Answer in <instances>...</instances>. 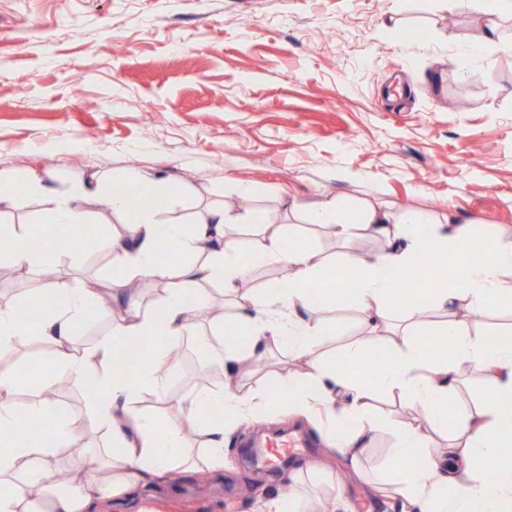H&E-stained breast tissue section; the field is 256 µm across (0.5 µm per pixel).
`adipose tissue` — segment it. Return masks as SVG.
Instances as JSON below:
<instances>
[{
    "mask_svg": "<svg viewBox=\"0 0 512 512\" xmlns=\"http://www.w3.org/2000/svg\"><path fill=\"white\" fill-rule=\"evenodd\" d=\"M48 178L35 167L21 181L0 170V239L9 241L5 261L20 269L50 264L59 246L74 243L78 228L108 212L124 229L103 234L98 246L119 257L122 280L162 284L163 305L155 310L129 299L126 289L92 292L55 276L37 292L39 299L54 301L37 322L22 320L16 307L0 305V437H10L6 443L0 440V512H95L102 500L162 485L175 468L195 464L183 441V421L199 419L202 408L217 401L224 407L223 420L202 429L207 464L223 468L226 435L256 417L261 396L245 384L243 367L272 343L287 348L293 358H306L329 333L328 325L309 321V314L320 305L344 304L359 311L371 335L378 323L402 317L400 330L388 339L385 361L370 366V345L358 342L309 361L306 372L287 371L279 377V389L287 393L288 406L305 414L333 403L334 391L344 392L337 414L352 428L334 447L358 473L369 437L385 425L371 413L374 395H398L408 415L393 426L394 462L382 467L377 487L399 496L407 512H512V327L491 336L471 331L472 323L512 302L511 235L477 236L453 218L429 230L416 212L390 204L294 203L305 223L326 228L336 239L368 231L388 243L373 261L350 256L327 262L311 248L294 245L292 234H264L256 213L250 217L254 234L238 241L225 239L226 215L219 206L190 223L166 221L183 189L179 183L164 185L143 174L109 183L92 174L75 194L56 198ZM19 186L47 197L35 224H15L6 217ZM145 198L154 199L153 208H140ZM434 243L448 264L447 285L423 289L410 299L399 297L396 283ZM269 264L287 266L288 279L274 290L250 294L216 330L224 345L213 349L212 358L224 370V387L171 402L170 375L176 365L168 351L193 335L199 312L210 306L204 283L222 282L225 294L235 296L250 269ZM323 280L329 286L322 298H315L311 286ZM92 309L108 318V336L93 350H76L73 333ZM426 310L440 315L428 327L421 322ZM31 339L51 350L40 362L37 381L27 384L9 357ZM131 342L140 344L146 356L134 374L115 376L112 361ZM468 367L483 374L491 390L488 400H456L459 376ZM61 380L96 384L87 406L109 437L103 468H85L79 430L51 398ZM23 385L28 398L20 403L16 395ZM146 392L170 404V412L157 417L141 411L138 402ZM28 418L50 422V432L18 434ZM424 420L447 433L446 451L431 448L420 427ZM62 454L72 474L65 488L55 480ZM490 458L501 461L492 481L483 474Z\"/></svg>",
    "mask_w": 512,
    "mask_h": 512,
    "instance_id": "ef3b65f1",
    "label": "adipose tissue"
}]
</instances>
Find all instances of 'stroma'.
Wrapping results in <instances>:
<instances>
[{"mask_svg": "<svg viewBox=\"0 0 512 512\" xmlns=\"http://www.w3.org/2000/svg\"><path fill=\"white\" fill-rule=\"evenodd\" d=\"M478 0H0V169L50 171L58 192L84 173L105 179L148 173L188 181L177 204L189 220L235 199L224 236H243L239 214L268 230L299 227L319 257L369 259L380 244L346 241L301 224L293 201L341 198L388 202L427 222H469L475 234L512 229V14L483 35ZM253 194L241 199L238 183ZM120 227L98 216L95 235ZM93 239L61 253L58 273L77 288L115 276L118 257ZM42 268L0 265V301L21 304L41 286ZM217 314L201 336L182 341L171 394L221 390L200 337H212L236 299L220 282L204 285ZM331 333L314 346L325 358L358 339V312L315 310ZM251 371L265 393L280 373L305 371L273 346ZM55 402L79 424L87 454L107 444L86 412L87 391L55 385ZM388 425L374 433L363 476L329 449L327 431L270 402L261 421L243 423L224 467L179 472L147 496L134 493L104 512H273L285 493L335 504V512H401L372 488L374 468L397 444L392 423L407 412L389 393L372 403ZM289 428L309 447L272 474L243 446L244 434ZM311 467L291 481L290 470Z\"/></svg>", "mask_w": 512, "mask_h": 512, "instance_id": "35a3bbf8", "label": "stroma"}]
</instances>
